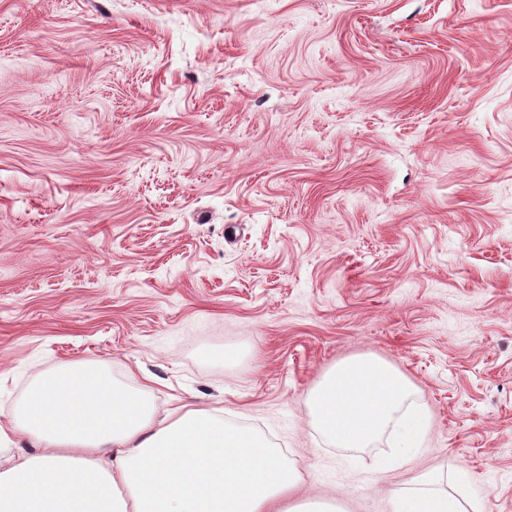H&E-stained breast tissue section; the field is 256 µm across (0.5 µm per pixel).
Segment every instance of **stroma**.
<instances>
[{
  "mask_svg": "<svg viewBox=\"0 0 512 512\" xmlns=\"http://www.w3.org/2000/svg\"><path fill=\"white\" fill-rule=\"evenodd\" d=\"M354 356L429 404L413 471L315 430ZM73 362L223 407L292 498L512 512V0H0V411ZM416 480L429 488L415 493H402L400 490H392L390 500L393 512L466 511L454 495L442 489L445 477L439 470H426Z\"/></svg>",
  "mask_w": 512,
  "mask_h": 512,
  "instance_id": "obj_1",
  "label": "stroma"
}]
</instances>
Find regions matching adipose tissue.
<instances>
[{"instance_id": "obj_1", "label": "adipose tissue", "mask_w": 512, "mask_h": 512, "mask_svg": "<svg viewBox=\"0 0 512 512\" xmlns=\"http://www.w3.org/2000/svg\"><path fill=\"white\" fill-rule=\"evenodd\" d=\"M320 437L369 455L385 473L417 460L430 431L418 391L374 357L336 364L310 394ZM32 454L0 457V512H328L287 504L300 473L280 449L225 423L220 408L157 419L151 404L102 370L64 365L25 404L0 417V443ZM422 491H392L393 512H463L436 469Z\"/></svg>"}]
</instances>
